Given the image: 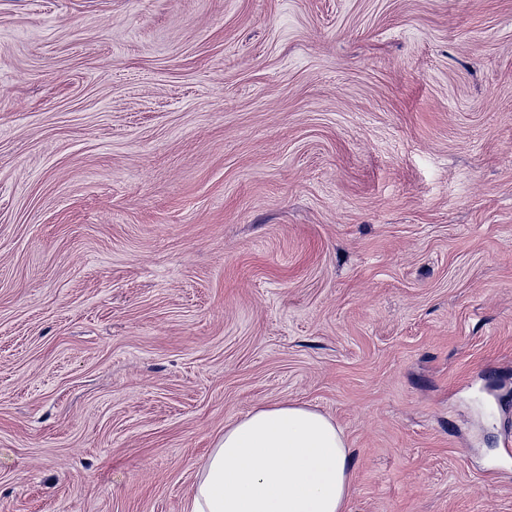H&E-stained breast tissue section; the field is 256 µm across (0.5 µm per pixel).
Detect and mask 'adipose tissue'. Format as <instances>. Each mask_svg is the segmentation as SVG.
Returning a JSON list of instances; mask_svg holds the SVG:
<instances>
[{"instance_id": "1", "label": "adipose tissue", "mask_w": 512, "mask_h": 512, "mask_svg": "<svg viewBox=\"0 0 512 512\" xmlns=\"http://www.w3.org/2000/svg\"><path fill=\"white\" fill-rule=\"evenodd\" d=\"M350 491L343 430L307 405L282 401L225 426L188 512H345Z\"/></svg>"}]
</instances>
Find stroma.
<instances>
[{
  "label": "stroma",
  "instance_id": "stroma-1",
  "mask_svg": "<svg viewBox=\"0 0 512 512\" xmlns=\"http://www.w3.org/2000/svg\"><path fill=\"white\" fill-rule=\"evenodd\" d=\"M281 401L347 512H512V0H0V512Z\"/></svg>",
  "mask_w": 512,
  "mask_h": 512
}]
</instances>
